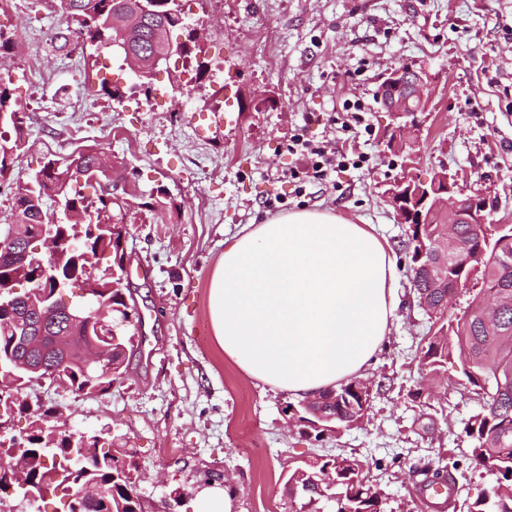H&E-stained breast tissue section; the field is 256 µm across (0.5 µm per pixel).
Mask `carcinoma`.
<instances>
[{"label":"carcinoma","instance_id":"1","mask_svg":"<svg viewBox=\"0 0 512 512\" xmlns=\"http://www.w3.org/2000/svg\"><path fill=\"white\" fill-rule=\"evenodd\" d=\"M138 0H122L121 9L114 10V0H60L61 12L77 18L79 27L71 32V40L81 49H99L112 44V36L127 26L133 16V6ZM177 4L175 0L159 7V13L142 16L136 20L132 34L121 39L126 45L124 53H132L144 61L141 84L151 89L152 74L147 60L163 49L157 29L166 26L171 30L177 25ZM12 78L0 75V112L23 113L19 101L12 97L9 85ZM17 137L11 149L15 153L11 160L0 154V180L4 173L14 168V159L24 148L22 124L14 125ZM96 156L86 157L84 165L72 166L58 160H48V165L28 175L27 179H15L12 207L23 209L28 226L24 233H35L36 225L42 222L43 202L51 196L67 203L73 211L74 223L98 224L122 222V204L114 199L87 198L81 191V184H90V164ZM425 223L409 225L407 240L402 243L408 257L411 284L416 298L425 295L430 303L447 307L448 295L457 292L464 284L458 283L456 267L458 262L448 261V272L444 278H434L427 269L420 267L416 256L421 238L433 237L438 233L448 215L440 210L426 209ZM461 252L472 258L471 264L480 265L475 280L482 283L484 298L493 299L498 294L512 297V225L501 227L495 224L456 225ZM82 251L88 252L98 263L102 259L114 260L112 231L105 230L81 238ZM54 262L78 275H84L85 261L76 252L62 250L55 253ZM133 300L127 288H118L106 296L104 307L94 316V324L104 323L116 328L120 344L112 352V363L118 374L127 371L128 361L134 354L132 336L121 324L120 309H128L127 301ZM439 326L425 337L426 345L421 348L422 369L437 374L448 360L456 357L464 367V373L473 393L481 397L480 410L470 417L465 433L471 442V460L474 468L484 470L490 477L489 487L484 495L472 502L464 503L466 512H512V305L500 306L496 315L488 316L481 310H467L460 315L438 317ZM14 330L8 319L0 316V353H6L13 346ZM65 379L76 393H85L88 383H93L99 392L111 388L112 380L103 378L91 381L92 374L77 362L63 368ZM15 409L29 415L35 423L49 415V410L28 402V395L14 400ZM371 396L359 391V384L352 380L334 392L320 397L313 410L302 409L301 420L312 425L319 422L338 427H347L368 416ZM32 454L21 459L30 469L33 485L45 484L51 492L79 493L88 484L103 489V494L94 499L91 509L82 512H142V505L136 492V481L131 469L111 451L93 452L86 463L87 470L71 465V454L81 455V449L72 448L68 435L63 433L58 445L41 450L38 444H29ZM20 459L0 451V472L10 470ZM346 465L336 468V460L324 459L289 470L288 490L292 496L306 500L303 507L313 505L321 499L315 480L325 469L335 471L336 487L343 497L334 501L332 512H384L383 494L374 486L359 480L361 461L354 456H344Z\"/></svg>","mask_w":512,"mask_h":512}]
</instances>
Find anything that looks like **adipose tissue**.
<instances>
[{"label": "adipose tissue", "instance_id": "1", "mask_svg": "<svg viewBox=\"0 0 512 512\" xmlns=\"http://www.w3.org/2000/svg\"><path fill=\"white\" fill-rule=\"evenodd\" d=\"M394 252L373 225L302 209L246 225L217 260L208 310L242 373L296 400L362 377L398 306Z\"/></svg>", "mask_w": 512, "mask_h": 512}]
</instances>
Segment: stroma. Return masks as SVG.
Segmentation results:
<instances>
[{"mask_svg": "<svg viewBox=\"0 0 512 512\" xmlns=\"http://www.w3.org/2000/svg\"><path fill=\"white\" fill-rule=\"evenodd\" d=\"M16 2L0 12V30L15 40L0 71L25 106L13 173L89 150L104 157L112 193L125 201L129 287L142 319L121 382L89 395L46 382L30 400L135 463L145 512H197L199 490L213 484L224 485L231 512H299L289 470L339 454L362 461L388 512H432L428 482L439 469L455 485L453 505L481 496L489 477L473 468L464 432L480 402L459 361L436 381L420 369L432 321L398 250L407 227L383 192L398 176L426 181L444 170L486 195L496 223L512 225V0H196L185 21L201 28V53L170 60L147 92L111 49L57 48L77 26L58 0ZM411 61L435 91L398 156L388 141L403 120L377 91L388 67ZM34 70L42 82L30 81ZM104 79L122 87V101L100 95ZM348 99L365 103L371 131L355 146L369 165L297 193L286 176L298 164L291 136L344 141L335 119ZM156 189L164 195L153 207ZM302 208L373 225L396 248L399 272L397 317L366 375L369 415L321 435L290 397L257 386L225 356L207 306L225 239Z\"/></svg>", "mask_w": 512, "mask_h": 512, "instance_id": "obj_1", "label": "stroma"}]
</instances>
